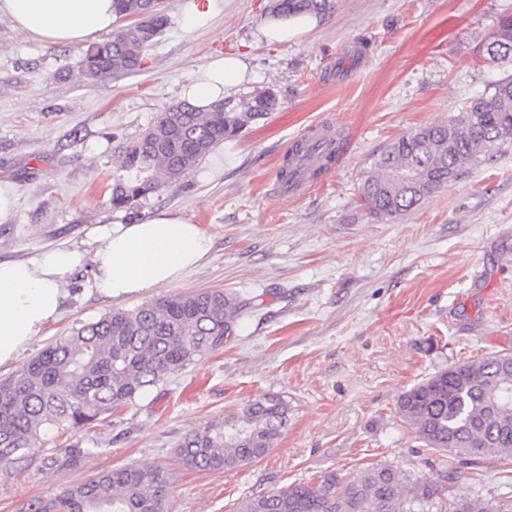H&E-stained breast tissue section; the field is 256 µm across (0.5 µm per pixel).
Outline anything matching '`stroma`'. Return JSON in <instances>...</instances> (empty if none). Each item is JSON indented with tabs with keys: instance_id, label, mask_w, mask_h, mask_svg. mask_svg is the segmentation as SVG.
I'll use <instances>...</instances> for the list:
<instances>
[{
	"instance_id": "stroma-1",
	"label": "stroma",
	"mask_w": 512,
	"mask_h": 512,
	"mask_svg": "<svg viewBox=\"0 0 512 512\" xmlns=\"http://www.w3.org/2000/svg\"><path fill=\"white\" fill-rule=\"evenodd\" d=\"M207 1L210 12L193 19ZM269 3L165 0L170 23L141 69L93 85L54 78L77 70L81 46L20 38L0 17V193L12 200L0 261L54 248L84 256L28 356L79 323L165 295L228 289L244 306L222 348L104 421L48 432L25 466H0V512L135 463L168 471L171 512H237L249 497L376 465L439 482L420 512H450L464 496L496 504L512 486V459L461 464L397 408L402 392L448 366L512 353V142L396 222L371 218L359 194L387 144L482 90L480 47L512 0H336L316 30L275 44L261 32ZM212 54L246 62L235 97L271 86L280 104L180 185L140 201L138 219L166 209L210 232L208 259L169 287L103 298L91 289L95 229L128 220L110 202L117 147L180 102ZM327 116L352 133L332 173L302 198L272 192L286 146ZM270 394L287 401L288 428L264 458L220 473L177 460L186 434ZM74 442L89 451L76 468L49 465Z\"/></svg>"
}]
</instances>
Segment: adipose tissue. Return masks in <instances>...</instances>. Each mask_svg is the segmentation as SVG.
Returning a JSON list of instances; mask_svg holds the SVG:
<instances>
[{
	"instance_id": "obj_1",
	"label": "adipose tissue",
	"mask_w": 512,
	"mask_h": 512,
	"mask_svg": "<svg viewBox=\"0 0 512 512\" xmlns=\"http://www.w3.org/2000/svg\"><path fill=\"white\" fill-rule=\"evenodd\" d=\"M23 37L56 46L77 45L115 31L120 20L112 0H0ZM247 65L238 57L210 58L182 95L205 108L238 86ZM103 239L93 256L94 286L120 300L177 282L212 249V237L190 218L169 210L128 224L100 227ZM79 253L46 251L34 261H0V365L18 360L62 311L64 274L79 264Z\"/></svg>"
}]
</instances>
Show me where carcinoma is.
I'll use <instances>...</instances> for the list:
<instances>
[{
	"instance_id": "obj_1",
	"label": "carcinoma",
	"mask_w": 512,
	"mask_h": 512,
	"mask_svg": "<svg viewBox=\"0 0 512 512\" xmlns=\"http://www.w3.org/2000/svg\"><path fill=\"white\" fill-rule=\"evenodd\" d=\"M123 17L138 16L111 39L82 52L78 75L86 83L137 71L169 23L154 0H113ZM335 0H274L277 15L325 16ZM501 71L458 112L389 143L360 186L361 205L373 219L395 222L472 166L512 141V16H505L481 53ZM267 88L245 99H222L202 110L178 102L159 112L135 140L121 147L124 175L112 185L115 209L133 210L161 187L177 185L226 139L276 109ZM307 151L298 142L280 170L291 178ZM242 305L224 290L167 296L134 309L112 310L79 324L0 380V465H20L42 446L45 431L81 429L129 407L150 387L185 369L202 351L224 344ZM398 409L419 439L474 462L512 458V353L454 364L403 392ZM288 426V403L268 395L241 414L187 434L177 457L190 467L226 472L265 457ZM91 449L75 443L50 457L60 468L77 466ZM168 472L132 464L101 472L55 498L37 500L29 512H169ZM439 485L408 482L390 466L366 468L347 482L335 475L312 487L302 483L244 500L238 512H415ZM453 512H503L501 505L457 499Z\"/></svg>"
}]
</instances>
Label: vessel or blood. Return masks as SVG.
Here are the masks:
<instances>
[{"label": "vessel or blood", "mask_w": 512, "mask_h": 512, "mask_svg": "<svg viewBox=\"0 0 512 512\" xmlns=\"http://www.w3.org/2000/svg\"><path fill=\"white\" fill-rule=\"evenodd\" d=\"M303 139L311 145L312 151L308 158L296 167L290 181L274 178L272 189L276 193L293 197L310 193L319 184L318 179L312 177L311 171L318 164L323 143L333 140L339 142L340 146H347L349 132L342 124L330 119H323L311 126L304 134Z\"/></svg>", "instance_id": "obj_1"}]
</instances>
